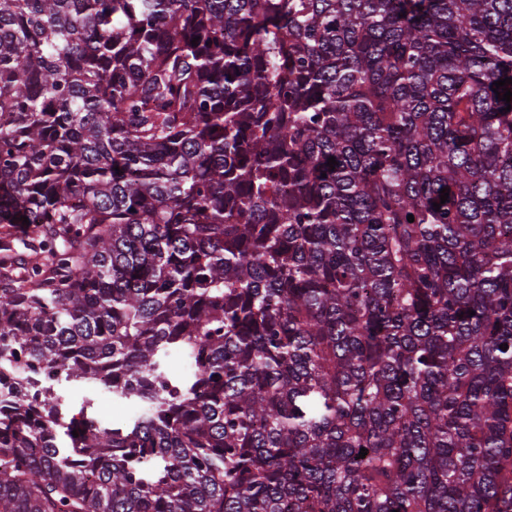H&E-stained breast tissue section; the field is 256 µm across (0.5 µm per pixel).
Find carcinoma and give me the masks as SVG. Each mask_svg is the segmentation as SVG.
Instances as JSON below:
<instances>
[{
    "mask_svg": "<svg viewBox=\"0 0 512 512\" xmlns=\"http://www.w3.org/2000/svg\"><path fill=\"white\" fill-rule=\"evenodd\" d=\"M505 78L512 0H0V512H512Z\"/></svg>",
    "mask_w": 512,
    "mask_h": 512,
    "instance_id": "1",
    "label": "carcinoma"
}]
</instances>
